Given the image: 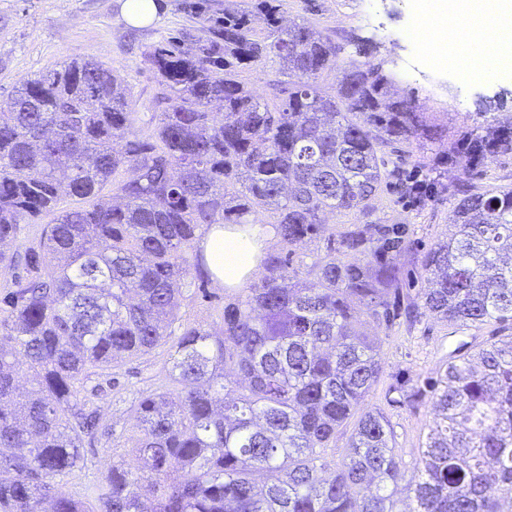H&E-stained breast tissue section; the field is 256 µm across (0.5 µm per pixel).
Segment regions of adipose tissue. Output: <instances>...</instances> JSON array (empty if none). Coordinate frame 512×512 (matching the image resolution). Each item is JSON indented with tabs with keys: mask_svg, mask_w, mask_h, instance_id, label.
Listing matches in <instances>:
<instances>
[{
	"mask_svg": "<svg viewBox=\"0 0 512 512\" xmlns=\"http://www.w3.org/2000/svg\"><path fill=\"white\" fill-rule=\"evenodd\" d=\"M511 30L512 0H506L493 22L486 24L477 33L475 42L487 46L492 59L471 71L472 80L484 82L496 77L498 66L495 58L512 47V40L507 37ZM273 235V228L266 224H228L221 228L214 226L205 235L201 247L206 263L216 279L226 287L235 288L251 276Z\"/></svg>",
	"mask_w": 512,
	"mask_h": 512,
	"instance_id": "obj_1",
	"label": "adipose tissue"
}]
</instances>
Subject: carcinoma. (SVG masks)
<instances>
[{
    "instance_id": "1",
    "label": "carcinoma",
    "mask_w": 512,
    "mask_h": 512,
    "mask_svg": "<svg viewBox=\"0 0 512 512\" xmlns=\"http://www.w3.org/2000/svg\"><path fill=\"white\" fill-rule=\"evenodd\" d=\"M277 13L274 0H251L190 46L184 32L152 45L162 108L146 121L119 74L82 59L21 80L0 110V244L50 218L24 252L0 250L16 269L0 298V473L14 472L0 478V512H91L54 486L99 422L87 384L174 335L180 391L138 400L137 464L108 467L96 512H396L405 472L391 421L363 407L382 363L355 310L400 317L406 228L332 232L304 277L292 247L326 232V211L361 212L384 186L416 192L386 151L439 132L357 60L338 97L322 96L317 79L340 48ZM263 58L282 76L275 109L238 80ZM509 151L512 118L456 154L472 163ZM123 168L131 176L115 179ZM62 194L78 205L57 211ZM259 211L275 214L287 251L265 255L261 284L224 303L219 328L182 323L180 298L210 281L196 240ZM338 249L358 261H336ZM423 263L431 286L407 315L511 322L512 190L463 192L448 239ZM425 393L398 379L385 399L413 407ZM428 393L438 421L406 512H512V335L450 353ZM356 413L331 472L325 449Z\"/></svg>"
}]
</instances>
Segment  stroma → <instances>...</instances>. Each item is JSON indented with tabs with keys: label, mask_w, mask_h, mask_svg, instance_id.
<instances>
[{
	"label": "stroma",
	"mask_w": 512,
	"mask_h": 512,
	"mask_svg": "<svg viewBox=\"0 0 512 512\" xmlns=\"http://www.w3.org/2000/svg\"><path fill=\"white\" fill-rule=\"evenodd\" d=\"M279 4L284 22L308 24L341 47L337 69L324 72L318 80L322 95L336 96L340 69L353 56V38L369 40L376 47L370 63L382 65L395 77L394 96L423 104L426 115L444 132L441 140H413L404 147L402 167L412 181L422 184L421 197L401 198L385 189L365 211L325 216L330 230L339 233L368 221L405 225L409 246L398 263L408 279L407 292L416 294L427 285L424 254L448 235L455 190L512 188V152L479 166L445 161L450 148L487 121L512 117V76L467 89L448 73L431 81L412 75L407 65L419 55L420 46L408 36L414 24L408 0H279ZM165 5L157 24L134 28L124 21L115 0H0V105L8 102L20 80L82 57L112 67L124 78L133 111H153L157 85L145 61L146 51L177 30L202 32L199 19L184 11L183 0H165ZM228 296L222 285L209 282L205 292L183 300L179 314L183 321L218 328ZM362 328L379 339L383 365L381 381L366 404L385 410L394 429L395 452L406 474H413L433 420L432 403L425 398L413 408L388 406L389 383L400 378L416 385L435 377L449 352L463 344L473 349L486 345L502 338L503 331L496 322L466 329L427 314L410 327H389L366 317ZM168 352V346L162 345L127 357L94 379L89 400L111 424L112 437L84 447L78 466L57 479L59 493L84 494L111 462L131 459L138 435L134 406L142 392L168 388Z\"/></svg>",
	"instance_id": "stroma-1"
}]
</instances>
